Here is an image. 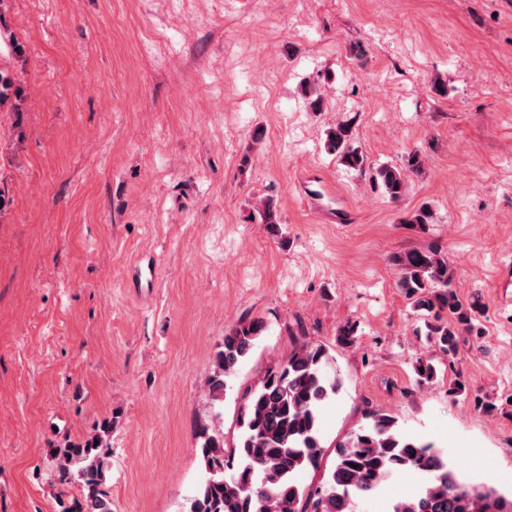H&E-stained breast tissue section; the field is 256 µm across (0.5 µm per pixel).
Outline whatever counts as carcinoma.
<instances>
[{
    "mask_svg": "<svg viewBox=\"0 0 512 512\" xmlns=\"http://www.w3.org/2000/svg\"><path fill=\"white\" fill-rule=\"evenodd\" d=\"M327 147L347 167L363 168L364 155L352 145L349 126L329 131ZM372 181L392 200L407 190L405 174L391 166L380 167ZM394 262L401 270L400 288L427 313L426 340L446 356L456 353L461 331L474 328L475 305L463 304L449 289L448 258L433 250H413ZM445 310L452 320L441 319ZM264 329L262 320L244 319L224 335L208 383L212 402L223 401L227 379ZM328 366L327 350L305 343L283 366L268 371L239 409V437L231 448L209 434L208 427L200 428L207 476L189 512H361L362 503L404 472L419 477V489L412 497L391 500L387 512H512V496L461 479L441 451L404 437L394 417L375 410L367 412L364 426L336 445L334 466L322 484L301 486L299 474L317 466L324 454L321 411L340 387ZM414 372L419 384L437 375L427 358L417 360ZM107 455L100 436L63 450L60 482L79 485L81 498L62 512H112L102 490Z\"/></svg>",
    "mask_w": 512,
    "mask_h": 512,
    "instance_id": "obj_1",
    "label": "carcinoma"
}]
</instances>
